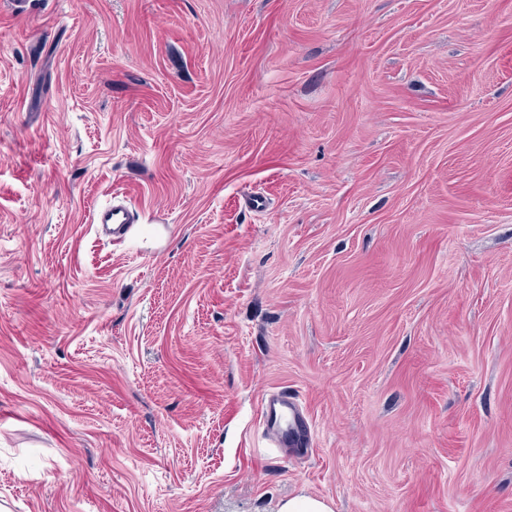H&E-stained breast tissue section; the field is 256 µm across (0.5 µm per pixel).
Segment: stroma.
<instances>
[{
	"label": "stroma",
	"instance_id": "stroma-1",
	"mask_svg": "<svg viewBox=\"0 0 512 512\" xmlns=\"http://www.w3.org/2000/svg\"><path fill=\"white\" fill-rule=\"evenodd\" d=\"M34 2L0 0V507L512 512V0ZM94 223L102 224L107 232L108 224L112 225V234L125 235L130 224L134 223L133 214L121 201H115L111 205L98 210L94 216ZM266 423L271 428L285 429L286 432L298 433L300 422L297 419L299 412L293 402H288V395L278 396L264 405ZM332 510L325 499L301 494L282 501L277 512H333Z\"/></svg>",
	"mask_w": 512,
	"mask_h": 512
}]
</instances>
